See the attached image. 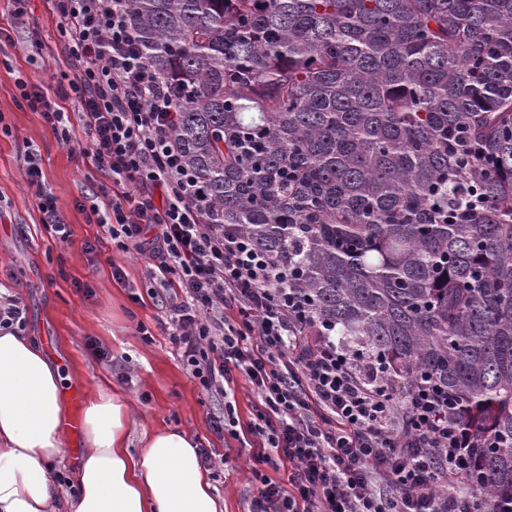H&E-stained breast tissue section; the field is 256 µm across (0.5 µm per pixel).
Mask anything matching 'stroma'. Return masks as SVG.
<instances>
[{
	"instance_id": "1",
	"label": "stroma",
	"mask_w": 512,
	"mask_h": 512,
	"mask_svg": "<svg viewBox=\"0 0 512 512\" xmlns=\"http://www.w3.org/2000/svg\"><path fill=\"white\" fill-rule=\"evenodd\" d=\"M31 7L26 27L0 41V283L24 304V333L43 341L64 388L102 385L129 397L131 448H138L146 430L187 432L216 462L210 473L224 512H244L251 492L247 451L237 439L212 432L209 415L221 399L189 377L168 336L156 331L158 311L144 297L148 257L113 249L96 224L91 206L102 172L60 144L18 99L17 78L51 83L62 53L47 0H33ZM33 42L42 45L41 54L30 53ZM33 150L45 187L71 228L68 242H58L42 226L25 181ZM89 241L97 242L96 251L86 249ZM116 265L123 267L124 281L113 278ZM136 293L143 302L133 301ZM139 322L154 328L151 340L136 332Z\"/></svg>"
}]
</instances>
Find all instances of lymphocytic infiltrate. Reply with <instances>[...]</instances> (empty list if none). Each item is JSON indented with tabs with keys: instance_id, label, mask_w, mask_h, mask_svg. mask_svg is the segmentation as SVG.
<instances>
[{
	"instance_id": "1",
	"label": "lymphocytic infiltrate",
	"mask_w": 512,
	"mask_h": 512,
	"mask_svg": "<svg viewBox=\"0 0 512 512\" xmlns=\"http://www.w3.org/2000/svg\"><path fill=\"white\" fill-rule=\"evenodd\" d=\"M75 75L54 88L18 80L23 104L70 151L103 172L97 217L123 253L148 254L157 323L186 372L224 398L214 432H234L237 377L259 407L242 433L252 493L247 512H478L475 443L455 395L430 380L388 393L376 361L352 357L318 326L297 333L308 302L286 272L228 224L204 219L205 194L173 143L169 84L146 64L127 0H49ZM74 104L84 140L74 139ZM30 160L44 228L71 231ZM287 469V482L273 479Z\"/></svg>"
}]
</instances>
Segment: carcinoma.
<instances>
[{"mask_svg": "<svg viewBox=\"0 0 512 512\" xmlns=\"http://www.w3.org/2000/svg\"><path fill=\"white\" fill-rule=\"evenodd\" d=\"M209 224L313 322L456 394L512 495V0H128Z\"/></svg>", "mask_w": 512, "mask_h": 512, "instance_id": "cac0c4a2", "label": "carcinoma"}]
</instances>
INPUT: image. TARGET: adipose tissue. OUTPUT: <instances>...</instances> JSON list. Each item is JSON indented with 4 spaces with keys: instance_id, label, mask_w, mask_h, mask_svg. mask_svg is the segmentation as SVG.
<instances>
[{
    "instance_id": "adipose-tissue-1",
    "label": "adipose tissue",
    "mask_w": 512,
    "mask_h": 512,
    "mask_svg": "<svg viewBox=\"0 0 512 512\" xmlns=\"http://www.w3.org/2000/svg\"><path fill=\"white\" fill-rule=\"evenodd\" d=\"M130 422L125 398L89 393L66 512H224L194 439L163 428L143 432L133 449ZM67 423L58 369L36 340L0 329V512H49L48 464L63 454Z\"/></svg>"
}]
</instances>
